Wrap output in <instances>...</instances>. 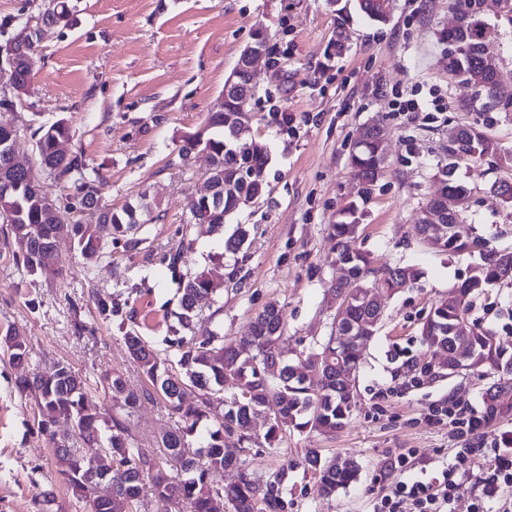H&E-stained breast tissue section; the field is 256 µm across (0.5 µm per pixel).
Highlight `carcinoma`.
<instances>
[{
  "instance_id": "obj_1",
  "label": "carcinoma",
  "mask_w": 512,
  "mask_h": 512,
  "mask_svg": "<svg viewBox=\"0 0 512 512\" xmlns=\"http://www.w3.org/2000/svg\"><path fill=\"white\" fill-rule=\"evenodd\" d=\"M456 4L460 23L448 31V44L462 45L466 50L452 59L451 64L463 76L462 82L472 86L473 94L493 97L497 85L494 73L484 67L487 47L480 40V0H456ZM356 6L371 21L385 23L390 19V0H356ZM67 17L64 0H52L42 21L51 25ZM14 52L22 62L15 71L5 76L0 74V80L25 83L30 79L31 70L23 59L34 56L35 43H18ZM251 98L247 80L243 79L231 101L226 103L234 111L209 113L207 134L199 132L185 137L179 149V155L185 160L198 149L209 151L213 162L217 163L215 182L231 184L234 188V192H226L222 199L203 197L190 202L191 220L197 226L206 224L210 229L219 226L238 209L240 200L260 197L267 191L266 182L243 177L245 171L263 169L268 160L264 144L254 139L247 143L238 138L236 127L242 116L239 109ZM384 127L383 119L374 120L366 125L365 136L351 147L349 164L354 178L374 180L385 159V145L380 137ZM71 138L70 127L58 120L43 131L37 142L38 168L0 170V182L4 180L11 186L8 194L0 192V222L9 225L15 238L24 244V251L13 255V261L17 268L29 274L46 278L57 275L54 254L63 243L77 246L91 266L110 256L114 239H126L132 249L141 243L137 238L141 228L137 212L146 211L149 206L127 203L118 210L105 204L99 172L89 166L82 153L60 151L59 145ZM475 147L482 153L494 154L498 150L476 127H460L456 142L448 148L440 196L460 197L472 193L457 170L463 162L480 161L473 155ZM43 174L59 185L73 187L80 206L100 211L99 222L63 223L56 200L44 190ZM367 199L368 194H359V201L348 203L338 212L336 223L330 225L331 235L336 240L330 263L344 265L350 272V278L341 285L331 284L330 291L348 299L349 320L343 329L331 323L330 336L315 343V351L304 352L302 357L293 360L281 358L280 344L286 336L279 312L273 305L256 315L255 328L249 336L228 338L221 326L199 337L176 336L168 341V354L164 358L136 330L125 333L124 344L132 361L155 392L164 397L171 410L180 414L184 421L183 428L165 434L162 439L165 457L174 462L176 474H168L160 462L141 454L124 423L118 419L107 422L86 380L65 363L15 380L18 392L35 395L39 428L49 432L59 419H67L74 422L83 440L106 448L112 458V496L131 505L132 512H141V485L148 477L153 498L163 512H168L171 504H184L190 512H219V508L226 506L229 512H287L288 502L281 492L283 473H277L263 488L252 483L249 477L248 456L255 444L251 417L259 412L270 416L265 433V443L270 448L278 447L286 424L297 431L309 429L320 435H333L344 428L355 405L354 389L338 379L330 365L342 364L357 370L361 360L359 345L373 339L360 330V325L378 308L384 307L379 301L380 293H395L397 288L410 287L421 277V271L412 265H395L377 271L371 268L368 252L351 246L358 229L359 202ZM457 227L456 223L444 225L441 251L468 253L470 246L481 241V262L472 266L461 286L448 292V297L432 307L420 331L421 343L427 351L435 348L451 353L459 349L473 366L511 375L512 355L501 347L492 328L476 324L466 336L455 332L459 319L469 311L471 299L508 275V267L503 264L504 252L489 247L480 236L462 237ZM248 239L249 230L240 226L225 240L224 249L235 254L243 249ZM184 248L182 241L170 247L164 260L179 279L178 323L190 332L197 310L215 303V298L224 291V282L213 280L204 271L180 273ZM0 347L7 349L13 363L21 365L30 360L26 341L15 332L1 339ZM226 385L233 386L234 393L227 409L215 414L208 395ZM108 388L113 397L123 399L124 406L131 408L136 404L137 394L126 390L120 376L112 377ZM189 392L196 393L198 403L185 407L183 398ZM203 420L211 421V428L205 445L194 450L190 448V437ZM233 433L238 436L240 447H224V435ZM53 453L68 489L76 498L88 499V486L98 472L72 449L63 452L55 449ZM305 465L326 495L356 482L360 472L354 459L344 457L339 464L334 459L324 461L317 448L307 450ZM228 468L237 470L235 483L219 485L210 480L212 473Z\"/></svg>"
}]
</instances>
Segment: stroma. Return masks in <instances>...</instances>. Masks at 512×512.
<instances>
[{"label": "stroma", "mask_w": 512, "mask_h": 512, "mask_svg": "<svg viewBox=\"0 0 512 512\" xmlns=\"http://www.w3.org/2000/svg\"><path fill=\"white\" fill-rule=\"evenodd\" d=\"M69 22L45 31L36 48L31 87L13 107H0V122L21 126L15 151L36 161L33 129L57 120L69 124V149L99 167L107 203L121 207L146 195L153 220L131 250L112 246V256L85 277L79 250L62 245L55 256L60 278L20 277L13 255L19 245L0 223V336L15 331L32 350L31 368L45 371L64 362L85 376L105 418L129 427L140 452L162 451L161 439L181 420L160 397L143 396L148 383L127 355L119 318L103 319L100 296L134 313L135 330L164 350L175 309L176 286L163 259L180 239L191 240L181 268L203 271L223 282L224 333L246 336L251 320L277 303L288 339L283 357L329 332L328 287L341 277L329 264L335 241L329 230L339 209L357 197L349 146L376 115L390 134L386 167L364 206L358 246L374 266L412 264L423 276L414 287L382 295L380 330L362 350L353 375L356 407L335 438L288 431L279 448L252 450L250 478L262 486L286 471L282 493L288 512H373L375 502L403 480L394 461L409 453L414 469L434 470L469 442L430 423L431 408L454 401L479 410L498 383L497 374L476 369L457 376L416 372L425 354L420 329L431 307L468 275L472 257L451 256L420 239L418 213L440 184L448 161V133L475 125L512 152V112L460 108L469 88L448 77L446 34L453 15L448 0H393L388 22L359 13L355 0H65ZM265 30L269 52L257 64L249 138L266 145V195L242 207L222 232L199 233L189 203L207 192L205 153L182 161L185 136L200 130L224 88L227 75L256 29ZM438 89L445 112L416 120L394 109L396 94ZM295 113L294 127L278 112ZM474 186L467 222L497 249L512 251V210L487 186L500 174L497 157L460 167ZM249 225L251 244L232 254L224 238ZM470 319L494 328L512 352V282L490 286L475 300ZM22 372L0 356V512H89L58 473L55 446L77 448L88 459L97 446L59 421L41 433L33 398L19 395ZM121 374L142 397L133 411L115 406L104 377ZM512 434V402H502L477 445L484 455L459 478L455 512H473L496 475L495 448ZM323 457L349 456L361 466L357 482L324 496L300 460L306 449Z\"/></svg>", "instance_id": "stroma-1"}]
</instances>
